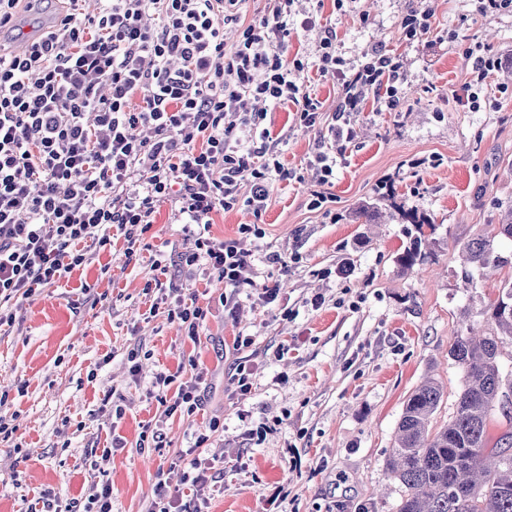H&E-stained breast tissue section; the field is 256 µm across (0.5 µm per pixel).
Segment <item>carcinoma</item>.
I'll return each mask as SVG.
<instances>
[{"label":"carcinoma","mask_w":512,"mask_h":512,"mask_svg":"<svg viewBox=\"0 0 512 512\" xmlns=\"http://www.w3.org/2000/svg\"><path fill=\"white\" fill-rule=\"evenodd\" d=\"M411 223L419 235L398 257L404 269L422 257V228L428 220L414 216ZM503 240L512 242V203L501 208L490 230L463 246L465 283L473 269L498 270L512 263L501 252ZM482 316L489 331L469 326L449 351L463 367L465 380L448 424L431 432V419L444 396L436 379H427L407 399L389 460L391 476L403 487L397 512H512V432L503 437V450L486 448L494 404L512 393V378L502 377L498 362L502 346H512V278L502 282Z\"/></svg>","instance_id":"1"}]
</instances>
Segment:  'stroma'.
I'll list each match as a JSON object with an SVG mask.
<instances>
[{
    "mask_svg": "<svg viewBox=\"0 0 512 512\" xmlns=\"http://www.w3.org/2000/svg\"><path fill=\"white\" fill-rule=\"evenodd\" d=\"M305 8L316 21L290 18L287 56L304 62L321 123L302 128L293 104H269L264 125L281 136L291 177L273 181L262 215L241 206L214 215L209 228L219 239L237 237L243 224L264 229L244 246L260 279L278 284V301L252 296L228 316L222 281L156 270L192 245L166 200L133 259L115 237L53 286L10 302L13 322L0 327V421L15 431L0 442V512H37L46 491L63 506L84 501L104 484L112 512H146L157 481L180 488L171 462L190 448L224 472L207 512H396L402 488L387 462L404 403L434 377L445 395L431 426L447 423L464 382L450 348L512 277L506 267L493 282L477 274L466 288L461 279L463 245L512 201V65L488 76L491 94L477 108L454 98L472 79L466 47L512 56V12L479 17L472 0H322L318 8L307 0ZM410 10L430 16L428 33L411 43L400 28ZM327 28L347 67L380 44L399 57L405 79L397 111L369 100L352 115L355 138L322 185L310 162L341 95L339 77L318 69ZM317 190L327 197L319 209L310 205ZM390 190L400 216L353 222L358 206ZM411 211L435 229L430 255L405 271L398 257L415 228L401 215ZM151 277L160 287L148 292ZM318 295L322 304L312 306ZM178 299L210 307L199 340L169 320ZM240 336L252 346L234 349ZM241 361L254 368L243 398L231 392ZM196 371L208 383L201 410L168 418L159 447H139L143 425L164 411L151 395L156 376L185 381ZM215 417L223 431L195 448ZM259 426L263 436L250 437Z\"/></svg>",
    "mask_w": 512,
    "mask_h": 512,
    "instance_id": "35a3bbf8",
    "label": "stroma"
}]
</instances>
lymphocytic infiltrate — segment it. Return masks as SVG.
<instances>
[{"label":"lymphocytic infiltrate","instance_id":"lymphocytic-infiltrate-1","mask_svg":"<svg viewBox=\"0 0 512 512\" xmlns=\"http://www.w3.org/2000/svg\"><path fill=\"white\" fill-rule=\"evenodd\" d=\"M61 2L60 19L24 53L0 54V306L84 265V242L104 247L116 232L132 258L168 200L176 220L199 228L179 267L223 281L224 310L234 312L241 288L256 285L243 240L264 231L244 224L239 238L218 240L211 216L241 206L261 214L273 179L288 176L281 140L264 125L266 103H292L304 128L321 121L304 63L285 57L300 0H269L246 25L244 0H102L94 16L82 0ZM152 12L159 28L144 22ZM231 23L240 31L228 50ZM402 78L398 57L379 47L344 77L330 149L313 161L319 183L354 138L351 114L370 97L378 111H396ZM140 126L153 139L139 138ZM245 131L257 142L243 144ZM155 388L165 417L202 406V377L162 374Z\"/></svg>","mask_w":512,"mask_h":512}]
</instances>
